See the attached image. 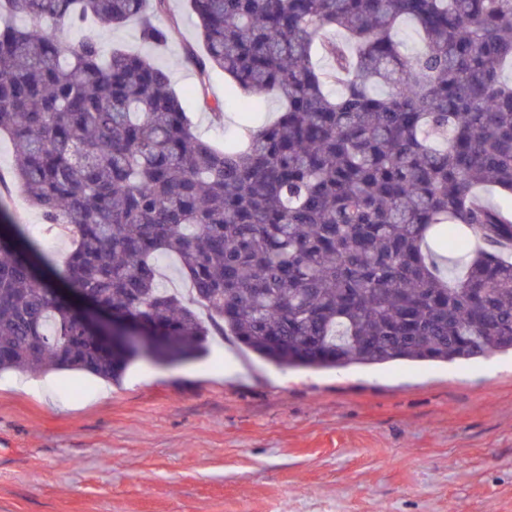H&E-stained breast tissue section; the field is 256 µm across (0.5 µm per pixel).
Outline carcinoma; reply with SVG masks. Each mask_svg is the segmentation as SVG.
Wrapping results in <instances>:
<instances>
[{"mask_svg":"<svg viewBox=\"0 0 512 512\" xmlns=\"http://www.w3.org/2000/svg\"><path fill=\"white\" fill-rule=\"evenodd\" d=\"M167 4L0 0L11 180L71 240L59 267L0 207V372L113 382L144 354L194 359L213 332L292 368L511 350L512 0H189L200 86L218 68L281 102L222 145L192 132L163 66L41 33L134 20L158 46ZM167 255L186 301L157 282ZM95 312L137 324L141 353L104 341Z\"/></svg>","mask_w":512,"mask_h":512,"instance_id":"1","label":"carcinoma"}]
</instances>
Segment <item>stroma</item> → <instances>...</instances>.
<instances>
[{
	"label": "stroma",
	"instance_id": "35a3bbf8",
	"mask_svg": "<svg viewBox=\"0 0 512 512\" xmlns=\"http://www.w3.org/2000/svg\"><path fill=\"white\" fill-rule=\"evenodd\" d=\"M158 47L134 23L91 25L104 49L164 65L193 132L244 135L187 0ZM224 100L214 120L204 100ZM0 374V512H512V356L465 364L287 368L211 336L174 366L135 361L109 397L59 370Z\"/></svg>",
	"mask_w": 512,
	"mask_h": 512
}]
</instances>
